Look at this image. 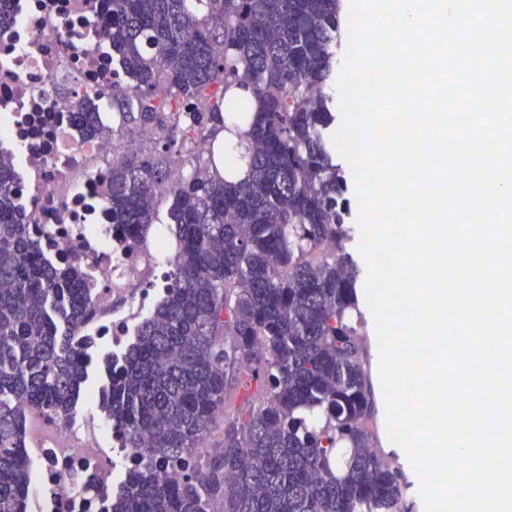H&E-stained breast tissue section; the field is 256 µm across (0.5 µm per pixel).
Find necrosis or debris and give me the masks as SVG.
<instances>
[{
	"mask_svg": "<svg viewBox=\"0 0 512 512\" xmlns=\"http://www.w3.org/2000/svg\"><path fill=\"white\" fill-rule=\"evenodd\" d=\"M101 11V0H11L10 27L0 33V113L8 117L0 151L12 157L15 205L47 233V255L81 264L97 307L112 311L88 322L83 335L111 338L118 348L164 293L158 269L171 265L176 250L159 232L134 246L117 239L103 189L123 146L88 138L73 117L81 96L108 104L127 85L102 34ZM103 434L115 461L135 464L132 449L102 421L79 434L63 426L36 437L40 470L25 512H101L93 492L112 478L93 452Z\"/></svg>",
	"mask_w": 512,
	"mask_h": 512,
	"instance_id": "necrosis-or-debris-1",
	"label": "necrosis or debris"
}]
</instances>
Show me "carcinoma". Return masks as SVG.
<instances>
[{"mask_svg":"<svg viewBox=\"0 0 512 512\" xmlns=\"http://www.w3.org/2000/svg\"><path fill=\"white\" fill-rule=\"evenodd\" d=\"M102 24L128 85L112 126L87 96L75 118L98 138L153 132L113 159L104 202L134 241L167 194L178 244L161 300L103 357L100 408L140 460L126 491L102 489L104 512H404L367 429L344 178L324 138L339 0H103ZM227 112L244 123L237 179L215 144ZM11 168L0 153V512H24L27 413L70 423L95 345L77 332L97 307L83 268L31 235ZM231 387L248 408L201 466Z\"/></svg>","mask_w":512,"mask_h":512,"instance_id":"1","label":"carcinoma"}]
</instances>
